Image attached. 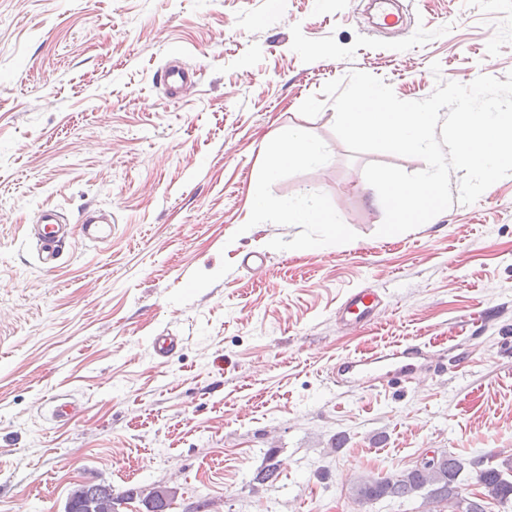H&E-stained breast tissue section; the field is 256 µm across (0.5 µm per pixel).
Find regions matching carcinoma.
<instances>
[{
    "mask_svg": "<svg viewBox=\"0 0 512 512\" xmlns=\"http://www.w3.org/2000/svg\"><path fill=\"white\" fill-rule=\"evenodd\" d=\"M467 466L475 472L474 479L482 491L479 496L462 498L461 474ZM511 471V467L503 470L482 458L466 464L454 453L443 451L433 462L417 463L390 476L362 475L353 483L351 492L360 502L420 493L426 512H487V505L492 502L501 507V512H512ZM129 498L130 492L116 493L109 484H80L70 494L67 512H115V506ZM144 505L146 512H167L171 496L155 491L145 498Z\"/></svg>",
    "mask_w": 512,
    "mask_h": 512,
    "instance_id": "1",
    "label": "carcinoma"
}]
</instances>
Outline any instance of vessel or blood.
<instances>
[{
    "label": "vessel or blood",
    "mask_w": 512,
    "mask_h": 512,
    "mask_svg": "<svg viewBox=\"0 0 512 512\" xmlns=\"http://www.w3.org/2000/svg\"><path fill=\"white\" fill-rule=\"evenodd\" d=\"M198 73L187 68L179 61L166 63L157 73L168 97L177 98L197 82ZM84 239L95 242L108 238L112 232L111 223L97 220L94 215H87L81 223ZM30 235L38 245V258L43 267H54L60 249L69 235L68 226L62 212L55 208L41 210L37 224L30 228ZM380 298L369 288L349 293L338 309L340 320L360 325L370 322L378 311ZM423 349L416 343L395 344L385 355L364 353L354 358H346L336 366L337 383L355 381L372 382L375 380V368L383 361L393 365L391 381L395 384L408 383L412 380L409 360L421 357Z\"/></svg>",
    "instance_id": "1"
}]
</instances>
